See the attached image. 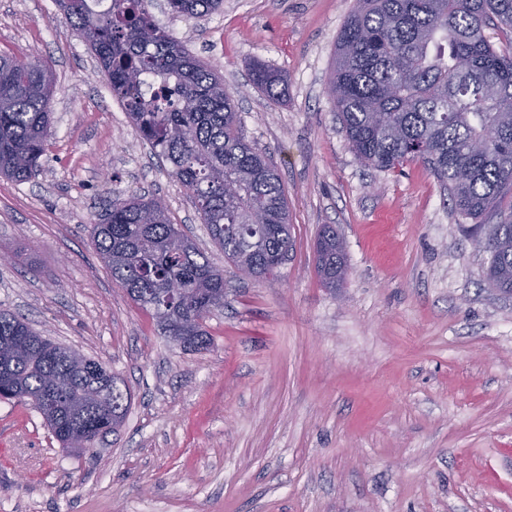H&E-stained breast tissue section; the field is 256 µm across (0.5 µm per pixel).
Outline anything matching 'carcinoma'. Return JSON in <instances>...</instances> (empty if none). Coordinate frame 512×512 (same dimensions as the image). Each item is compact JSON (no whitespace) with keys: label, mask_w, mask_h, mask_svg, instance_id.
<instances>
[{"label":"carcinoma","mask_w":512,"mask_h":512,"mask_svg":"<svg viewBox=\"0 0 512 512\" xmlns=\"http://www.w3.org/2000/svg\"><path fill=\"white\" fill-rule=\"evenodd\" d=\"M108 77L142 140L191 194L213 240L245 275L278 276L292 250L288 202L267 156L241 133L221 76L158 26L149 0H56ZM200 18L223 0H168ZM512 0H355L336 42L328 92L362 163L393 170L420 161L448 187L455 210L477 219L512 189ZM160 87L145 96L141 79ZM253 84L272 99L287 74L257 62ZM54 79L43 67L0 55V176L30 178L51 136ZM486 241L484 282L512 294V207L498 211ZM94 245L112 279L161 335L187 352L206 350V318L224 307V272L171 223L157 197L117 196L94 225ZM317 273L329 288L346 278L343 241L323 226ZM173 282L183 291L170 292ZM0 388L26 400L64 448L120 431L128 393L101 362L62 347L0 311Z\"/></svg>","instance_id":"carcinoma-1"}]
</instances>
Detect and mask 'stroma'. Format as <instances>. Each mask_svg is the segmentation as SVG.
<instances>
[{
  "instance_id": "1",
  "label": "stroma",
  "mask_w": 512,
  "mask_h": 512,
  "mask_svg": "<svg viewBox=\"0 0 512 512\" xmlns=\"http://www.w3.org/2000/svg\"><path fill=\"white\" fill-rule=\"evenodd\" d=\"M354 0H224L155 21L224 77L246 140L288 200L274 281L241 275L189 192L140 138L55 0H0V54L55 81L39 171L0 177V310L100 360L130 396L124 427L74 455L27 402H0V512H512V295L487 288L470 220L422 163L354 155L328 94ZM285 72L274 100L253 62ZM155 195L224 272L209 349L162 336L99 259L116 196ZM346 242L325 287L315 242ZM317 273L329 288H336L346 278L347 265L343 241L335 225H324L316 243Z\"/></svg>"
}]
</instances>
